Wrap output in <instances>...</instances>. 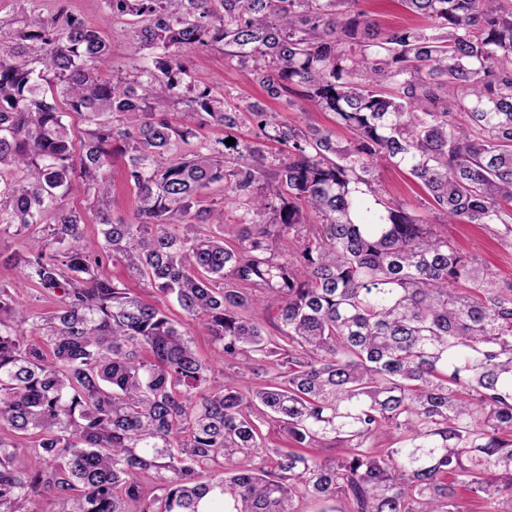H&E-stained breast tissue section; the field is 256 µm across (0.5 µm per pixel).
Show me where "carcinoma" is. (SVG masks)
<instances>
[{
  "label": "carcinoma",
  "instance_id": "cac0c4a2",
  "mask_svg": "<svg viewBox=\"0 0 512 512\" xmlns=\"http://www.w3.org/2000/svg\"><path fill=\"white\" fill-rule=\"evenodd\" d=\"M14 2L26 23L0 40V227H42L6 262L57 304L36 314L0 285V512L38 494L52 512H304L307 498L336 512L339 497L349 512H462L461 491L512 512V281L384 200L376 175L406 169L428 210L512 247V0H399L428 26L391 31L358 0H105L151 54L130 79L100 74V32ZM199 46L353 141L259 101L226 109L180 60ZM245 118L286 155L218 138L171 157ZM116 155L136 224L104 212ZM216 186L239 211L230 242L196 223ZM74 192L94 197L92 238L61 204ZM106 262L203 318L218 361L255 386L216 382ZM271 422L285 447L267 446ZM270 110L280 113V119L286 124L306 126L315 124L323 127H330L335 130L337 138L347 143L352 136L351 133L341 127H336L331 116L327 112L320 111L312 102L298 100L295 105L288 107L284 103L266 102Z\"/></svg>",
  "mask_w": 512,
  "mask_h": 512
}]
</instances>
